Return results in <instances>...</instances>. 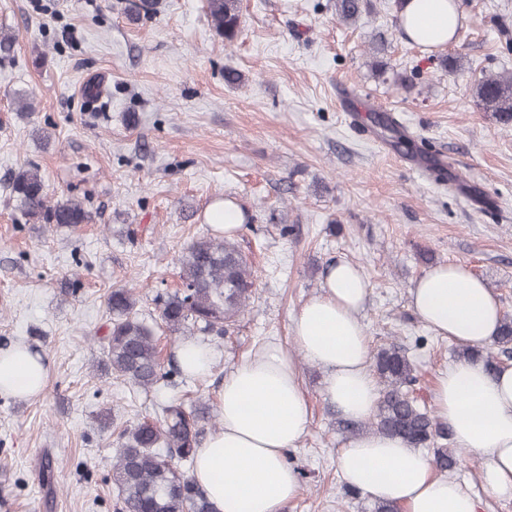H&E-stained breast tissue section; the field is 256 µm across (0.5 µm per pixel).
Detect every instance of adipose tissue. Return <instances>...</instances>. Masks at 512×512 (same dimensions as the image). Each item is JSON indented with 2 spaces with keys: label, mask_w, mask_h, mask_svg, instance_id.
<instances>
[{
  "label": "adipose tissue",
  "mask_w": 512,
  "mask_h": 512,
  "mask_svg": "<svg viewBox=\"0 0 512 512\" xmlns=\"http://www.w3.org/2000/svg\"><path fill=\"white\" fill-rule=\"evenodd\" d=\"M459 22L448 0H405L399 25L409 40L442 47ZM368 285L348 262L330 266L321 293L292 319L300 354L325 373L323 395L348 420H369L378 390L369 370V340L360 320ZM414 314L436 333L473 350L498 335L501 306L485 282L467 267L444 264L423 273L410 289ZM47 369L28 348L0 350V393L38 395ZM438 419L455 447L482 462L483 481L512 500V364L491 371L464 359L440 372L433 392ZM221 427L196 453L193 479L215 512H286L300 490L284 453L306 434L310 408L295 363L271 344L224 377L219 395ZM337 465L347 485L405 512H480L463 485L435 477L431 457L403 440L364 432L341 448Z\"/></svg>",
  "instance_id": "obj_1"
}]
</instances>
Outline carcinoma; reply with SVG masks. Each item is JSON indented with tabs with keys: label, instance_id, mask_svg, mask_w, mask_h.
I'll return each mask as SVG.
<instances>
[{
	"label": "carcinoma",
	"instance_id": "1",
	"mask_svg": "<svg viewBox=\"0 0 512 512\" xmlns=\"http://www.w3.org/2000/svg\"><path fill=\"white\" fill-rule=\"evenodd\" d=\"M363 7V0H336V16L353 22L362 15ZM206 10L211 26L225 43L238 39L239 0H206ZM475 94L486 109L498 113L502 123L512 124L511 76L485 75L476 84ZM11 194L27 217L56 229L75 230L92 220L78 201L50 204L43 178L34 167L15 174ZM179 264L183 288L155 296L162 322L172 331L196 328L223 336L226 327L244 311L251 294L252 271L246 256L235 240L220 232L189 243ZM136 305L134 289L122 287L110 292L104 353L115 378L147 393L181 371L175 365L164 370L155 331L140 318ZM495 344L505 353L512 350L511 318H504ZM373 368L381 385L374 415L365 423L344 421L342 429L352 434L365 430L400 437L410 448L433 451L436 468H457L458 450L445 444L448 429L410 394L416 376L403 349L395 344L380 349ZM208 418L209 407L204 403L190 410L171 403L163 408L162 419L118 431L119 448L110 480L119 512H215L205 491L180 468L194 464Z\"/></svg>",
	"mask_w": 512,
	"mask_h": 512
}]
</instances>
